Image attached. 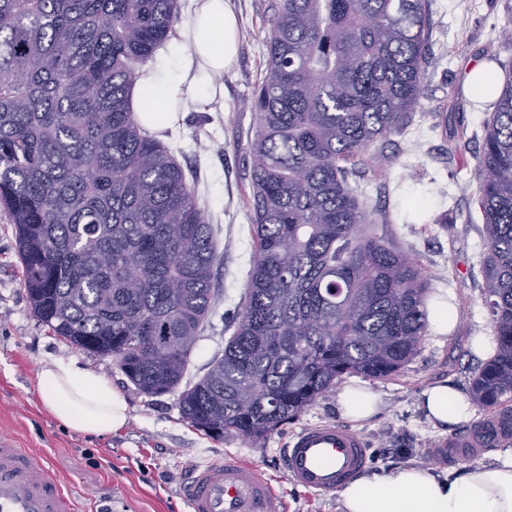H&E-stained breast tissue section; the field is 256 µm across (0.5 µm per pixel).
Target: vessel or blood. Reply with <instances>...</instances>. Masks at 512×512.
Wrapping results in <instances>:
<instances>
[{
	"label": "vessel or blood",
	"instance_id": "obj_1",
	"mask_svg": "<svg viewBox=\"0 0 512 512\" xmlns=\"http://www.w3.org/2000/svg\"><path fill=\"white\" fill-rule=\"evenodd\" d=\"M512 442V416L496 412L461 434L434 441L433 459L471 460L480 449ZM364 439L335 421L306 426L285 450L287 482L319 496L341 489L366 466ZM187 512H285L283 497L256 466L243 462L197 468L184 486ZM0 512H75L72 495L44 458L0 435Z\"/></svg>",
	"mask_w": 512,
	"mask_h": 512
}]
</instances>
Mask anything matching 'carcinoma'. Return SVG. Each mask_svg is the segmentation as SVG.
Returning a JSON list of instances; mask_svg holds the SVG:
<instances>
[{
  "instance_id": "obj_1",
  "label": "carcinoma",
  "mask_w": 512,
  "mask_h": 512,
  "mask_svg": "<svg viewBox=\"0 0 512 512\" xmlns=\"http://www.w3.org/2000/svg\"><path fill=\"white\" fill-rule=\"evenodd\" d=\"M180 0H0V207L39 319L141 392L178 388L223 257L195 189L131 107ZM432 0H281L250 107L255 242L224 355L181 392L218 439L267 436L345 375L385 378L428 328L421 266L351 165L420 106ZM484 302L497 347L472 376L512 405V79L478 155Z\"/></svg>"
}]
</instances>
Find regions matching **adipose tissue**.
Here are the masks:
<instances>
[{
  "instance_id": "adipose-tissue-1",
  "label": "adipose tissue",
  "mask_w": 512,
  "mask_h": 512,
  "mask_svg": "<svg viewBox=\"0 0 512 512\" xmlns=\"http://www.w3.org/2000/svg\"><path fill=\"white\" fill-rule=\"evenodd\" d=\"M192 4L184 33L136 81L138 121L154 132L175 126L185 113L224 107L219 78L237 60V17L230 0ZM37 395L43 408L73 432L109 434L129 419L127 401L110 381L70 363L43 366ZM420 407L443 427L469 420L473 413L468 394L445 381L425 389ZM339 494L343 512H512V455L448 471L399 465L356 477Z\"/></svg>"
}]
</instances>
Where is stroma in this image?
<instances>
[{"instance_id": "obj_1", "label": "stroma", "mask_w": 512, "mask_h": 512, "mask_svg": "<svg viewBox=\"0 0 512 512\" xmlns=\"http://www.w3.org/2000/svg\"><path fill=\"white\" fill-rule=\"evenodd\" d=\"M280 0H233L239 53L224 72V109L190 112L159 136L195 186L224 261L215 271L208 322L197 338L184 376L196 383L224 353L227 326L239 305L252 267L251 159L247 150L255 116L249 106L264 76V40ZM512 26V0H434L431 62L422 83V108L382 153L363 156L351 186L371 208H385L389 223L376 225L420 264L430 283L428 302L456 312L448 333L427 330L414 357L395 375L366 379L381 400L372 418L352 421L369 450L367 472L397 465L429 466L432 441L458 433L435 427L419 407L422 391L449 381L469 389L488 353H475L477 337L493 338L482 299V261L487 252L477 204V156L491 108L464 87L479 61L498 67L512 61L503 35ZM467 145L465 154L455 145ZM58 360L88 368L126 398L130 419L112 434L92 436L61 427L39 404L37 373ZM179 392L138 391L109 357L79 350L55 336L35 315L17 257L14 226L0 209V434L42 454L76 512H185L180 485L197 467L236 460L257 465L284 493L288 512H342L339 496L320 497L285 483L282 451L304 425L341 419L338 391L319 398L295 420L260 440L216 439L183 417Z\"/></svg>"}]
</instances>
